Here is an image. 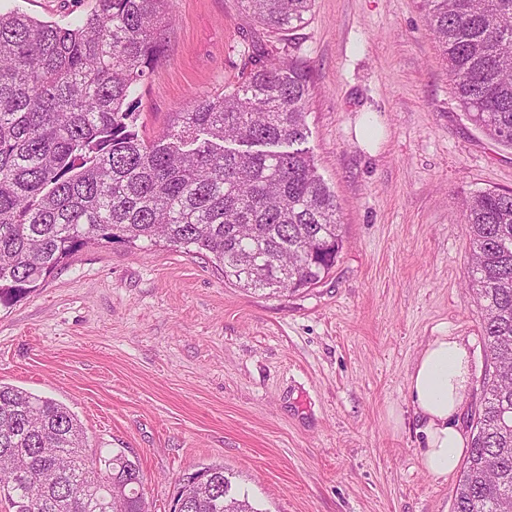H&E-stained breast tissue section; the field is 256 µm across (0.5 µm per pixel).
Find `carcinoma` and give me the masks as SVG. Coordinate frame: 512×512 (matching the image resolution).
<instances>
[{"label":"carcinoma","mask_w":512,"mask_h":512,"mask_svg":"<svg viewBox=\"0 0 512 512\" xmlns=\"http://www.w3.org/2000/svg\"><path fill=\"white\" fill-rule=\"evenodd\" d=\"M170 0H95L62 28L0 12V303L36 288L98 239L164 242L224 280L281 296L326 277L343 249L336 196L302 144L311 86L293 59L260 63L218 98L200 95L165 140L137 130V91L157 64ZM313 0H240L278 32ZM461 107L512 148V0H422ZM258 147L241 152L235 143ZM471 288L490 356L455 512H512V191L463 203ZM143 476L118 451L85 454L69 410L0 384V501L9 512H148ZM183 512H262L224 466L185 475Z\"/></svg>","instance_id":"carcinoma-1"}]
</instances>
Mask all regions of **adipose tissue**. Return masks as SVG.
Returning a JSON list of instances; mask_svg holds the SVG:
<instances>
[{
    "instance_id": "1",
    "label": "adipose tissue",
    "mask_w": 512,
    "mask_h": 512,
    "mask_svg": "<svg viewBox=\"0 0 512 512\" xmlns=\"http://www.w3.org/2000/svg\"><path fill=\"white\" fill-rule=\"evenodd\" d=\"M471 357L456 336L434 337L423 349L407 380V404L421 436L419 462L436 476L453 474L468 440L456 418L471 385Z\"/></svg>"
}]
</instances>
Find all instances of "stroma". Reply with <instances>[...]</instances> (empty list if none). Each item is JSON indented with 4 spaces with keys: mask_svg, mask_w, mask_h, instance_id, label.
Here are the masks:
<instances>
[{
    "mask_svg": "<svg viewBox=\"0 0 512 512\" xmlns=\"http://www.w3.org/2000/svg\"><path fill=\"white\" fill-rule=\"evenodd\" d=\"M93 6L0 0L68 28ZM171 9L140 135L163 139L256 61L297 58L312 88L304 147L336 194L343 250L322 282L274 298L161 243L88 244L0 304V382L67 406L88 455L138 460L149 512H172L179 479L211 463L261 512H454L460 476L421 469L407 379L433 337L468 343L472 435L489 359L461 204L512 190V148L464 112L421 0H314L284 36L237 0Z\"/></svg>",
    "mask_w": 512,
    "mask_h": 512,
    "instance_id": "1",
    "label": "stroma"
}]
</instances>
